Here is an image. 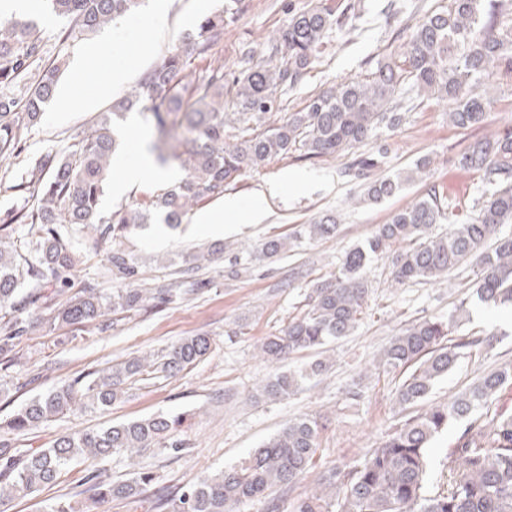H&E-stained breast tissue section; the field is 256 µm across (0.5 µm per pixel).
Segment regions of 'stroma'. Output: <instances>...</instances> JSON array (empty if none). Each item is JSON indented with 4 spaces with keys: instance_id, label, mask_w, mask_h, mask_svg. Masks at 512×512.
<instances>
[{
    "instance_id": "obj_1",
    "label": "stroma",
    "mask_w": 512,
    "mask_h": 512,
    "mask_svg": "<svg viewBox=\"0 0 512 512\" xmlns=\"http://www.w3.org/2000/svg\"><path fill=\"white\" fill-rule=\"evenodd\" d=\"M310 0H245L234 23L212 50L224 62L225 72L237 68L239 50L251 44L263 51L269 37L288 20L289 9H303ZM336 7H349L343 28L333 30L324 51L301 84L285 97L287 111L300 110L309 95L346 78L366 73L378 59L400 50L407 38L406 26L425 13L447 5L448 0H332ZM225 0H143L137 12L123 16L96 35L80 41H65L61 32L68 19L56 16L48 0H32L31 15L43 30L45 62H62L58 93H93L108 85L106 94L85 109L58 111L50 101L40 122L29 128L18 157L0 162V185L12 184L25 168L47 152H63L79 140L90 121L131 91L144 73L159 65L181 37L195 29L206 15L222 10ZM397 14L388 22V14ZM111 44L116 57L127 59L123 83L109 86L104 66L74 64L81 51L97 43ZM491 83L496 103L485 126L456 129L448 124V106L435 100L406 99L403 120L392 130H381L377 140L363 153L386 148L381 175L412 166L421 156L434 163L426 182L405 185L392 198L378 204H353L360 195L358 183L344 174L352 159L338 157L304 159L298 155L272 160L227 185L222 198L196 205V212H221L225 198L238 200L240 208L232 224L215 234L188 221L170 229L163 224L136 227L122 239H102L94 232L79 233L74 240L78 257L66 293L54 287L41 290L42 308L54 309L84 289L111 294L115 283L101 274L112 248L134 255L144 280L161 284L175 278L187 252L224 243L232 249L253 254L248 269L231 273L228 257L211 256L203 261V293L162 311H138L95 323L43 327L20 337L10 365L0 364V384L10 390L0 400V422L27 399L62 385L77 376L100 370L134 356L153 355L180 340L205 334L212 350L202 361L172 378L140 380L129 384L125 395L104 411L85 412L41 424L13 436L19 448H45L66 433L145 417L154 413L187 414L182 437L184 452L161 448L146 450L140 463L154 472L155 489L194 484L205 473L240 464L252 448L276 433L288 420L301 415L320 417L322 431L312 468L292 484L286 506L305 496L320 472L331 467L346 468L379 446L399 416L394 392L399 373L375 375L368 365L400 328L425 318H447L459 302H466L470 320L458 333L481 336L485 342L458 364L448 378L437 382L431 401L444 402L470 384L482 372L512 361V302L487 306L470 295L466 281L474 278L473 267L451 272L445 283L389 285L387 261L378 260L366 269L371 292L355 332L331 343L325 353L327 372L307 383L296 395L284 400L251 402L253 387L270 367L259 354L264 337L278 333L291 318L307 309L306 297L318 281L333 276L345 253L363 244L377 225L386 223L396 209L422 194L427 184L468 201L485 198L480 173L458 170L457 155L474 140L512 125V77L494 76ZM277 184L268 197L265 216L255 221L253 201L269 184ZM332 212L340 219L336 237L303 244L296 251L273 259L260 258L263 242L271 236H287L316 215ZM134 468L120 455L101 462L73 464L59 481L26 498L0 503V512H49L52 505L75 499L84 491L89 477L99 474L114 480L128 478Z\"/></svg>"
}]
</instances>
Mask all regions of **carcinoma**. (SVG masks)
Segmentation results:
<instances>
[{"instance_id":"obj_1","label":"carcinoma","mask_w":512,"mask_h":512,"mask_svg":"<svg viewBox=\"0 0 512 512\" xmlns=\"http://www.w3.org/2000/svg\"><path fill=\"white\" fill-rule=\"evenodd\" d=\"M49 2L54 13L75 21L63 39L77 40L132 11L140 0ZM242 2L228 0L221 13L202 18L69 151L41 156L28 177L8 186L34 203L0 216V231L28 225L25 235L9 242L0 239L1 358L9 357L15 340L36 327L94 321L104 325L111 314L161 309L183 294L177 284L142 287L140 266L118 248L107 256L105 272L123 287L107 299L90 290L47 315L40 312L41 286L52 284L63 292L71 282L78 232L92 228L116 240L150 220V214L126 205L108 212L100 208L111 160L120 146L114 118L134 109L149 114L156 131V163L185 171L179 183L160 189L148 204L164 224L176 228L198 202L223 197L226 185L273 158L293 152L307 158L337 156L377 138L383 127H397V100L408 91L448 103L451 126L480 128L494 104L489 76L512 75V24L499 20L501 0H448V6L424 14L399 53L378 60L368 74L311 96L301 110L275 123L271 117L283 111V96L302 81L319 59L329 31L343 26L347 15L326 0L296 12L290 9L268 55L242 51L241 66L229 79L224 78V66L210 65L196 80H185L192 59L209 52L224 34V25L237 19ZM43 49L36 20H0V89L27 86L21 98L0 92V161L20 154L28 127L41 119L55 94L60 66L45 65ZM432 164L433 158L424 155L405 171L377 176L378 161L361 155L347 166V173L362 182L363 200L376 204L426 177ZM456 166L482 172L483 182L492 187L490 196L468 205L432 184L377 225L365 244L345 254L336 275L316 284L308 311L261 341L259 352L272 370L254 388V400L286 399L326 370L329 362L321 358L288 369L280 362L355 331L369 295L365 270L378 259L389 262L394 286L443 283L451 270L472 264L478 269L472 284L477 300L512 301V234H501L503 225L512 224V125L471 143L459 153ZM338 224L335 214L324 213L293 236L269 237L262 255L278 257L300 236L312 241L333 238ZM435 224L448 225V231L432 234ZM465 313L462 301L448 319L416 321L390 338L372 367L403 371L396 403L404 415L383 443L353 467L324 470L314 491L293 512H331L333 507L336 512H512V414L484 412L490 399L512 385V362L483 374L447 403L415 409L465 351L483 343L457 337ZM211 350L209 336H191L153 360L151 368L172 377ZM146 364L147 359L133 357L38 395L10 416L7 430L20 434L77 410H105L121 397L128 381L144 375ZM458 420L465 427L451 451L447 484L431 491L427 472L432 442ZM182 422L180 415L153 414L69 433L50 448H29L21 455L11 439L1 438L0 501L55 484L78 460L103 461L123 454L131 460L156 446L179 453L185 448L179 434ZM322 429L315 417L290 420L240 465L160 496L157 508L240 512L248 502L267 500L268 512H279V498L271 493L290 487L312 466ZM153 481V473L141 468L131 478L96 483L84 500L60 502L50 512H96L109 500L141 495Z\"/></svg>"}]
</instances>
